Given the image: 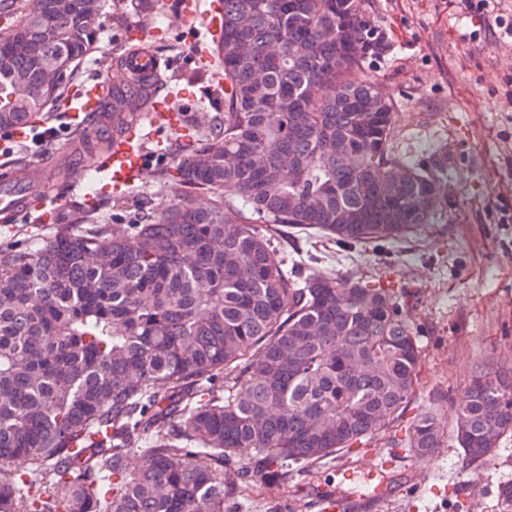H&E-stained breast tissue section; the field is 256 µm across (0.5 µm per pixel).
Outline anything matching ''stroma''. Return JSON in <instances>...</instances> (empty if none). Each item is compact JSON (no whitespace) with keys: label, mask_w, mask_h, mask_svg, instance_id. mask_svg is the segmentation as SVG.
Returning <instances> with one entry per match:
<instances>
[{"label":"stroma","mask_w":512,"mask_h":512,"mask_svg":"<svg viewBox=\"0 0 512 512\" xmlns=\"http://www.w3.org/2000/svg\"><path fill=\"white\" fill-rule=\"evenodd\" d=\"M466 0H364L373 25L390 48L366 68L394 103V153L400 160L442 172L445 204L440 217L382 247H339L315 231L282 228L276 245L295 259L314 257L317 270L344 283L385 285L398 292L421 350L419 383L399 421L405 432L418 414L437 409L448 417V399L466 385L477 363L512 374V43L500 37L499 22L512 17V0L494 9H466ZM192 0H157L142 16L136 0H104L98 20L100 42L76 68L73 85L103 74L113 84L127 81L119 66H102L151 33L154 50L168 59L169 85L185 96L176 125L158 128L148 141L145 168L128 195L103 190L96 168V140L70 130L69 114L54 110L43 127L28 131L20 151L0 152V168L45 162L56 148L71 147L82 189L50 177V197L16 223H0V251L38 250L56 224L92 210L115 231L132 223L136 211L165 208L184 188L155 192L160 169L174 162L177 142L222 109L216 94L218 65L194 61L195 48L209 35L200 22L180 17ZM226 484L243 487L233 512H324L310 486L344 492L353 512H512L501 495L512 485V437L493 461L467 463L450 438L432 457H415L379 440L341 453L314 470L298 469L284 483L244 484L236 473Z\"/></svg>","instance_id":"1"}]
</instances>
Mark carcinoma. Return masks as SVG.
<instances>
[{
  "mask_svg": "<svg viewBox=\"0 0 512 512\" xmlns=\"http://www.w3.org/2000/svg\"><path fill=\"white\" fill-rule=\"evenodd\" d=\"M219 4L224 111L158 176L188 191L125 232L87 212L35 252H0V468L27 460L0 483V512H228L224 470L285 482L369 444L413 399L420 348L394 289L304 275L259 229L357 247L435 221L439 173H392L394 104L365 74L387 38L363 0ZM93 6L0 2V131L61 101L99 41L82 24ZM47 69L60 79L45 87ZM145 94L116 93L112 127ZM450 411L464 457L491 461L512 433V376L477 366ZM443 434L429 410L391 445L428 456Z\"/></svg>",
  "mask_w": 512,
  "mask_h": 512,
  "instance_id": "cac0c4a2",
  "label": "carcinoma"
}]
</instances>
